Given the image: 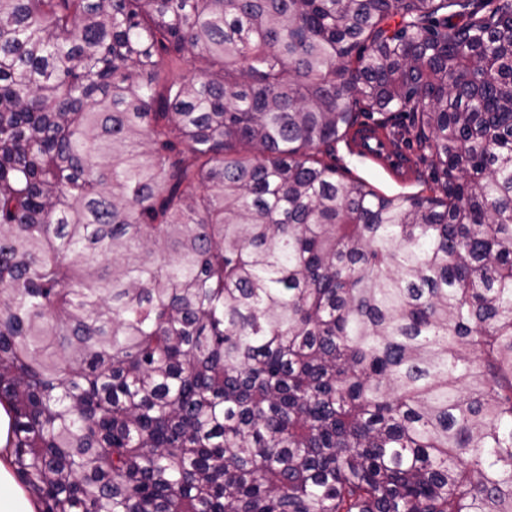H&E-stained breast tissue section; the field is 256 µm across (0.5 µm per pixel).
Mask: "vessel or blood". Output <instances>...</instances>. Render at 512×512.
<instances>
[{"label": "vessel or blood", "instance_id": "1", "mask_svg": "<svg viewBox=\"0 0 512 512\" xmlns=\"http://www.w3.org/2000/svg\"><path fill=\"white\" fill-rule=\"evenodd\" d=\"M347 143L355 154L370 160L392 180L404 183L413 179L412 154L394 151L388 135L377 125L368 122L355 126L348 134Z\"/></svg>", "mask_w": 512, "mask_h": 512}]
</instances>
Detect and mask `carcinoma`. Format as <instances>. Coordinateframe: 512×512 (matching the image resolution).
Masks as SVG:
<instances>
[{
	"label": "carcinoma",
	"instance_id": "cac0c4a2",
	"mask_svg": "<svg viewBox=\"0 0 512 512\" xmlns=\"http://www.w3.org/2000/svg\"><path fill=\"white\" fill-rule=\"evenodd\" d=\"M0 404L40 512H512V0H0ZM370 160L377 167L369 166L356 157H350L346 148ZM336 144V164L338 172L345 177L361 178L380 193L410 195L421 189L419 183L398 184L414 178L415 163L409 152H397L391 147L389 136L374 123L356 125L348 134V139ZM392 179H390L381 169ZM396 182H394V181Z\"/></svg>",
	"mask_w": 512,
	"mask_h": 512
}]
</instances>
